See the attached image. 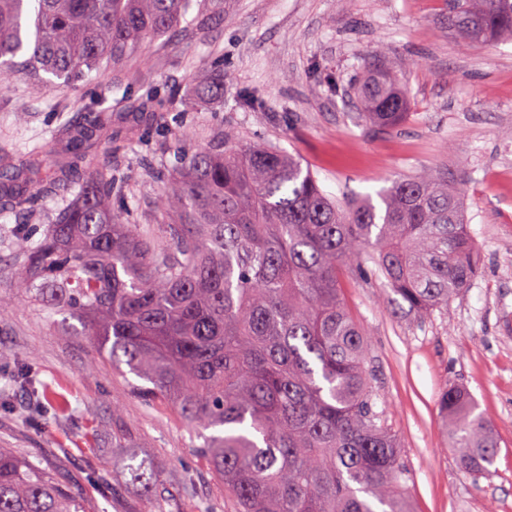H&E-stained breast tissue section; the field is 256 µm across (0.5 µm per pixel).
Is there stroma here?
I'll return each mask as SVG.
<instances>
[{
    "label": "stroma",
    "mask_w": 512,
    "mask_h": 512,
    "mask_svg": "<svg viewBox=\"0 0 512 512\" xmlns=\"http://www.w3.org/2000/svg\"><path fill=\"white\" fill-rule=\"evenodd\" d=\"M448 12L446 0H220L206 23L148 41L122 71L102 67L52 90L17 74L0 94V175L39 145L67 158L88 114L100 110L111 111L112 128L89 159L124 176L136 224L161 221L155 200L179 168L174 138L184 127L197 148L231 130L298 154L343 207L376 195L392 176L448 169L465 185L481 253L470 287L446 310L413 320L392 311L386 280L369 262L344 273L342 298L366 334L377 407L399 441L414 512H512V42L470 45ZM380 47L411 101L392 128L359 115L358 88ZM204 76L223 78V101L203 111L179 106L159 125L139 121L133 107L142 94L188 99ZM253 91L261 105L244 106ZM68 201L62 192L20 207L0 199V294L15 299L0 320V393L10 399L0 410V447L60 471L95 512H141L153 496L163 512H224L221 483L176 410L138 398L133 374L18 294L17 238L40 240ZM23 362L49 397L44 413L13 380ZM451 383L496 426L489 478L464 474L444 437L438 399ZM132 464L158 485L132 482Z\"/></svg>",
    "instance_id": "1"
}]
</instances>
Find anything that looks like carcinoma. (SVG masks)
Returning a JSON list of instances; mask_svg holds the SVG:
<instances>
[{
	"mask_svg": "<svg viewBox=\"0 0 512 512\" xmlns=\"http://www.w3.org/2000/svg\"><path fill=\"white\" fill-rule=\"evenodd\" d=\"M217 0H0V93L24 70L42 87L83 68L122 69L143 43ZM451 25L471 44L512 41V0H454ZM363 116L398 124L411 103L383 67L361 84ZM224 99L204 80L195 105ZM174 98L145 93L148 123ZM101 113L78 135L102 136ZM25 181L73 199L44 237L18 239L15 286L79 322L113 363L143 380L142 400L171 404L221 478L224 512H407L399 445L377 411L363 330L341 298L344 272L374 262L395 312L421 317L470 286L480 253L448 171L398 176L342 208L295 157L233 133L184 154L158 197L169 222L146 229L120 201L123 177L84 179L38 147ZM462 472L489 477L494 424L463 388L438 402ZM211 434H206V431ZM0 512H94L50 469L0 448Z\"/></svg>",
	"mask_w": 512,
	"mask_h": 512,
	"instance_id": "carcinoma-1",
	"label": "carcinoma"
}]
</instances>
